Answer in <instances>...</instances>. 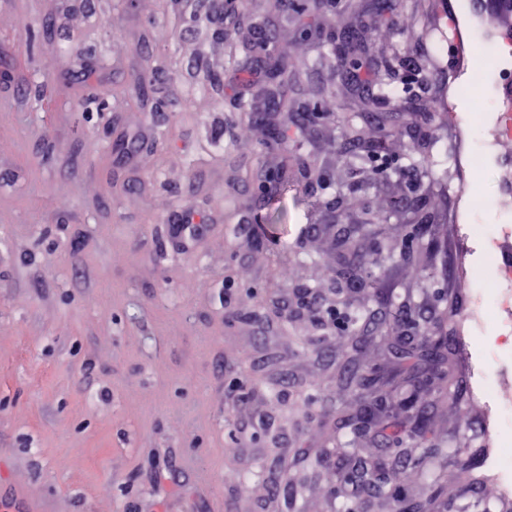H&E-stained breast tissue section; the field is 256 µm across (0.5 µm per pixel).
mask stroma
<instances>
[{
	"label": "stroma",
	"mask_w": 512,
	"mask_h": 512,
	"mask_svg": "<svg viewBox=\"0 0 512 512\" xmlns=\"http://www.w3.org/2000/svg\"><path fill=\"white\" fill-rule=\"evenodd\" d=\"M363 2L252 0L217 14L199 0H0V70L13 72L0 84V494L23 488L46 512H394L328 478L336 423L355 408L343 382L358 364L395 369L399 331L352 340L366 307L389 325L447 320V376L424 400L448 455L404 497L431 512H472L482 499L512 512L485 464L496 452L487 411L466 394L496 339L459 330L469 297L454 279L459 199L448 191L493 195L492 170L449 167L426 206L378 225L364 241L373 293L336 288L325 241L362 197L336 192L338 120L356 115L401 166L413 153L442 164L440 145L468 151L448 118L472 106L456 86L484 90L471 63L512 16L466 21L456 58L433 43L458 0H392L398 23L417 19L421 32L393 78L425 82L405 94L419 142L389 136L393 110L358 112L366 91L336 66L361 29L375 57L399 39L390 13ZM285 51L307 64L283 85L273 72ZM241 122L254 128L246 144L233 135ZM274 135L289 152L263 149ZM268 173L275 206L258 191ZM188 212L190 239L176 231ZM416 221L438 243L422 268L388 249ZM300 289L337 306L341 323L295 311Z\"/></svg>",
	"instance_id": "stroma-1"
}]
</instances>
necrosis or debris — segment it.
Masks as SVG:
<instances>
[{
	"label": "necrosis or debris",
	"instance_id": "1",
	"mask_svg": "<svg viewBox=\"0 0 512 512\" xmlns=\"http://www.w3.org/2000/svg\"><path fill=\"white\" fill-rule=\"evenodd\" d=\"M471 137L467 167L491 166L495 194L505 211H512V113L502 112L493 95L474 101L470 112L456 120ZM486 205L479 197L462 196L457 212L459 245L464 262L457 271L459 284L471 298L468 314L471 328L483 333L493 322L498 342L494 351L477 360V377L471 396L484 399L492 415L491 433L512 429V392L503 385L506 362L512 359V221L485 224Z\"/></svg>",
	"mask_w": 512,
	"mask_h": 512
}]
</instances>
